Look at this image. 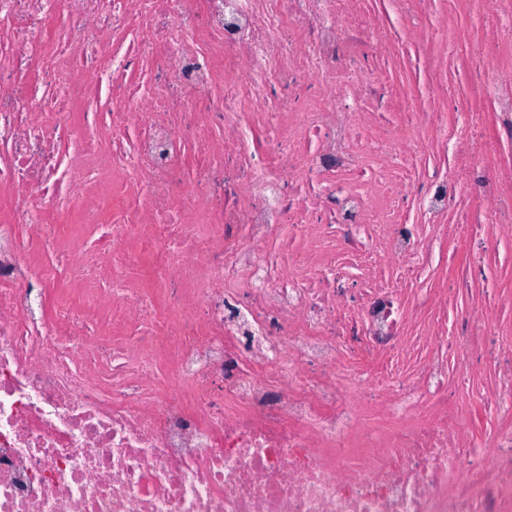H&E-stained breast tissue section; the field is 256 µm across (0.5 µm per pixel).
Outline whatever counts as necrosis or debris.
<instances>
[{
  "label": "necrosis or debris",
  "mask_w": 512,
  "mask_h": 512,
  "mask_svg": "<svg viewBox=\"0 0 512 512\" xmlns=\"http://www.w3.org/2000/svg\"><path fill=\"white\" fill-rule=\"evenodd\" d=\"M392 2L417 42L365 0H0V512H512V295L457 300L512 238V0L387 132L382 65L467 0Z\"/></svg>",
  "instance_id": "necrosis-or-debris-1"
}]
</instances>
